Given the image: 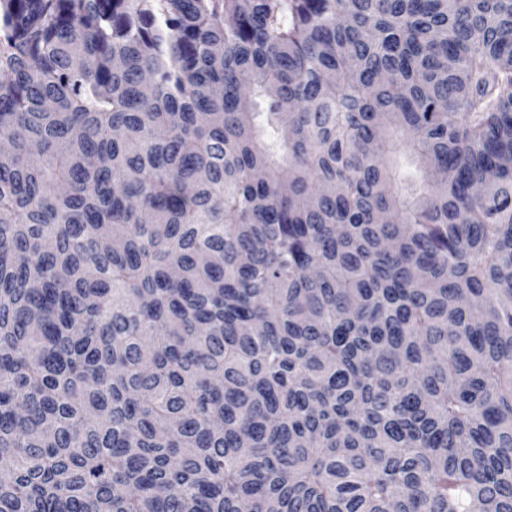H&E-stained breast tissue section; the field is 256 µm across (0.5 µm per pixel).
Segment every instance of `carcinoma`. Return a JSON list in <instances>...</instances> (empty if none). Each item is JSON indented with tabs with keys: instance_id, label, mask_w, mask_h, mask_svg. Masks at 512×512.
<instances>
[{
	"instance_id": "obj_1",
	"label": "carcinoma",
	"mask_w": 512,
	"mask_h": 512,
	"mask_svg": "<svg viewBox=\"0 0 512 512\" xmlns=\"http://www.w3.org/2000/svg\"><path fill=\"white\" fill-rule=\"evenodd\" d=\"M0 512H512V0H0Z\"/></svg>"
}]
</instances>
